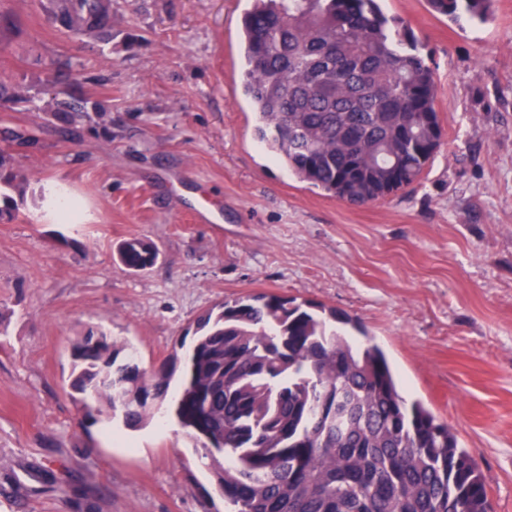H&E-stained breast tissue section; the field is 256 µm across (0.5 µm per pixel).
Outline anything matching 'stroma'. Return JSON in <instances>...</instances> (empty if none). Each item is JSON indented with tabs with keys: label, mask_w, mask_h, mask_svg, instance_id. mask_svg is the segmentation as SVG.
<instances>
[{
	"label": "stroma",
	"mask_w": 512,
	"mask_h": 512,
	"mask_svg": "<svg viewBox=\"0 0 512 512\" xmlns=\"http://www.w3.org/2000/svg\"><path fill=\"white\" fill-rule=\"evenodd\" d=\"M59 0H0V110L16 220L0 223V512H224L172 415L131 430L86 415L71 341L94 330L142 368L181 351L202 312L253 293L346 313L387 352L512 512V0L454 23L427 0H383L435 73L443 144L419 182L354 207L301 182L255 136L242 94L252 0H112L105 39L54 20ZM102 101L111 134L67 135L53 106ZM81 221L61 224L52 195ZM152 242L134 272L118 249ZM122 264L133 271H143L155 265L158 252L156 247L143 239L124 242L119 249Z\"/></svg>",
	"instance_id": "obj_1"
}]
</instances>
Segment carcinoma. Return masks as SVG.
Instances as JSON below:
<instances>
[{"label": "carcinoma", "instance_id": "1", "mask_svg": "<svg viewBox=\"0 0 512 512\" xmlns=\"http://www.w3.org/2000/svg\"><path fill=\"white\" fill-rule=\"evenodd\" d=\"M450 21L481 23L494 0H428ZM111 0H66L89 34ZM242 88L265 143L302 182L352 205L395 195L423 174L443 138L434 71L379 0H253L242 22ZM74 128L111 119L97 103L63 112ZM0 149V184L16 175ZM122 264L155 265L156 247L124 242ZM334 308L258 293L198 317L184 358L147 371L135 353L88 331L71 347V388L113 407L128 428L172 404L196 440L227 512H493L475 460L447 424L400 391L383 349Z\"/></svg>", "mask_w": 512, "mask_h": 512}]
</instances>
